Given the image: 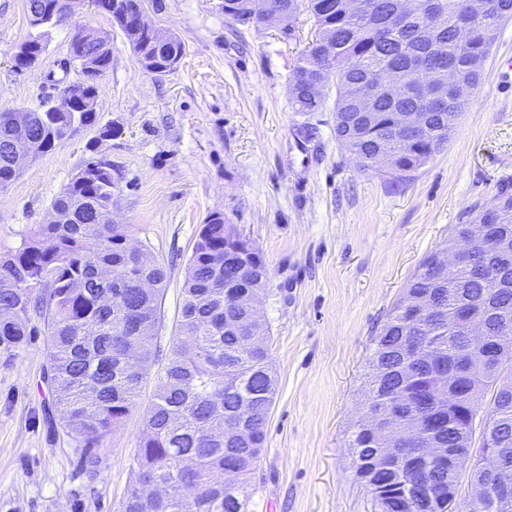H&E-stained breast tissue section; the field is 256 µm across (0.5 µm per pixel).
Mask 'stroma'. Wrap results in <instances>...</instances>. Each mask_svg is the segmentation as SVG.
<instances>
[{
  "label": "stroma",
  "instance_id": "1",
  "mask_svg": "<svg viewBox=\"0 0 512 512\" xmlns=\"http://www.w3.org/2000/svg\"><path fill=\"white\" fill-rule=\"evenodd\" d=\"M223 3L162 0L151 19L178 36L184 53L154 76L92 0H77L69 22L42 28L31 25L25 0H0V111L38 110L56 99L60 77L80 78L68 57L73 25L109 36L112 64L97 81V109L115 133L97 152L121 175L114 221L167 270L154 368L179 334L200 227L222 213L262 251L270 275L264 312L277 391L249 512H373L348 441L374 339L463 214L512 188V19L447 148L401 177L359 169L341 149L335 94L322 111H293L290 74L314 36L307 15L288 40L275 27L230 19ZM34 38L45 47L39 62L16 70L15 51ZM306 126L315 138H303ZM95 134L81 130L0 189V253L45 223ZM47 364L42 331L16 357L0 356V512H118L155 380L143 383L121 426L88 448L62 422L42 381Z\"/></svg>",
  "mask_w": 512,
  "mask_h": 512
}]
</instances>
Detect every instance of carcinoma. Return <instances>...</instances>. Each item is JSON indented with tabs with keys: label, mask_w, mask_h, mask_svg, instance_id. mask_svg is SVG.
Here are the masks:
<instances>
[{
	"label": "carcinoma",
	"mask_w": 512,
	"mask_h": 512,
	"mask_svg": "<svg viewBox=\"0 0 512 512\" xmlns=\"http://www.w3.org/2000/svg\"><path fill=\"white\" fill-rule=\"evenodd\" d=\"M267 2L284 15V35H293L302 13L315 27V38L290 75L301 84L294 111H321L329 89L336 88L340 147L361 169L382 167L402 177L448 146L458 117L471 104L468 95L448 87V75L477 87L482 61L504 19L512 16V0H481L477 13L471 0H417L412 17L400 16L398 0ZM230 17L256 23L254 0H235ZM389 71L402 78L397 96L382 88ZM420 72L431 81L420 83ZM315 82L323 87L317 99L306 94ZM403 112L421 113L423 127L406 130L399 120ZM97 121L94 111L0 112V188L20 175L17 142H29L37 158ZM112 180L113 174L100 168L93 179L71 180L51 204L69 220L38 224L21 248L0 254V354L16 356L37 333L33 319L43 322L49 343L44 381L57 393L65 425L89 447L121 425L136 405L163 328L168 284L165 268L150 251H126L127 227L111 220ZM468 217L454 225L441 249H454L471 224L488 225L487 234L474 242L451 280L432 271L433 257L423 262L374 340L368 377L373 408L393 407L400 426L438 439L459 463L454 468L441 459L422 463L411 442L395 460L383 451L388 429L364 412L350 448L355 478L379 490L374 512H446L448 492L459 491L462 471L469 470L472 483L484 481L462 456L474 409L486 413L501 461L512 469V392H501L512 347L500 343L512 335V194L501 190ZM142 277L155 287H135ZM268 285L259 248L224 239L222 222L202 226L182 285L183 336L172 342L157 376L119 512H247L277 382L265 369L270 351L250 344L251 335L266 328L243 320L225 327L224 318L241 319L243 312L224 306V295L247 291L259 300ZM418 299L435 300L439 312L411 320L405 308ZM462 309L484 324L487 343L480 349L455 323ZM410 339L437 348L436 363L405 350ZM130 343L146 348L143 364L125 358ZM476 351L488 369L445 386L439 371L450 365L462 369V361ZM448 393L454 399L439 406ZM243 403L255 408L253 441L246 451L226 448L219 433ZM155 484L167 487L164 496L148 493Z\"/></svg>",
	"instance_id": "carcinoma-1"
}]
</instances>
